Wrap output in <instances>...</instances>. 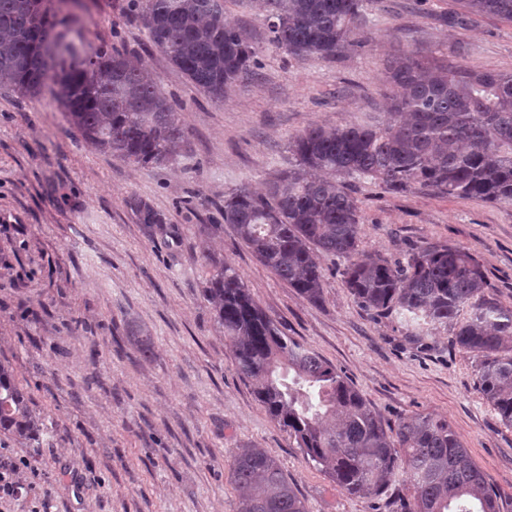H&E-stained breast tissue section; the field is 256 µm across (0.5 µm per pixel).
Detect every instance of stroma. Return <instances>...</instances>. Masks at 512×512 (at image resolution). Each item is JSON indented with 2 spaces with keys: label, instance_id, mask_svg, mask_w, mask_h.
Masks as SVG:
<instances>
[{
  "label": "stroma",
  "instance_id": "obj_1",
  "mask_svg": "<svg viewBox=\"0 0 512 512\" xmlns=\"http://www.w3.org/2000/svg\"><path fill=\"white\" fill-rule=\"evenodd\" d=\"M453 0H372L360 48L326 60L276 49L246 0L224 8L262 67L212 101L151 48L125 0H86L88 48L114 44L153 77L187 131L174 160L135 166L90 147L69 125L55 85L33 98L0 90V362L13 369L49 432L38 454L0 436V463L32 483L0 512H237L229 462L266 448L309 512H396L394 482L377 497L348 494L296 448L240 376L202 296L211 258L242 275L267 314L336 366L385 425L418 414L447 419L512 512V426L477 389L475 359L451 332L416 343L400 315L376 317L345 286L343 259L322 258L313 304L263 266L223 223L225 195L264 193L288 169L291 136L315 126H378L390 69L412 54L429 65L512 72V23L482 17L448 27ZM361 248L388 260L445 245L472 253L488 299L512 306V205L418 188L353 186ZM163 213L175 237H149L132 201ZM145 328L150 355L118 331Z\"/></svg>",
  "mask_w": 512,
  "mask_h": 512
}]
</instances>
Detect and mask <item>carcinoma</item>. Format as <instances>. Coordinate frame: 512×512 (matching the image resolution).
<instances>
[{
    "mask_svg": "<svg viewBox=\"0 0 512 512\" xmlns=\"http://www.w3.org/2000/svg\"><path fill=\"white\" fill-rule=\"evenodd\" d=\"M0 0V88L38 96L50 81L71 125L92 147L143 167L171 160L186 130L155 82L125 53L55 33L72 16L58 0ZM371 0H249L264 14L270 41L296 58L332 59L357 44ZM456 27L474 16L512 22V0H456ZM126 9L192 84L222 101L255 73L257 52L226 14L224 0H126ZM389 118L381 126L311 128L291 138L295 167L262 196L244 188L224 197L221 217L261 264L306 300L323 293L321 257L347 261L346 288L377 316L396 312L422 339L429 325L451 327V345L476 359L478 391L512 425V307L485 298L472 254L446 246L391 262L360 249L357 200L348 186L373 180L403 193L427 188L454 198L512 204V73L431 67L414 55L394 64ZM139 223L166 236L164 214L135 201ZM202 288L230 341L237 372L296 447L351 495L375 497L400 477L417 491L400 512H498L497 495L447 420L418 414L387 429L334 365L283 334L233 267L212 262ZM467 317L460 318L462 311ZM46 422L0 363V434L30 449ZM237 512H309L264 448L246 444L230 463Z\"/></svg>",
    "mask_w": 512,
    "mask_h": 512,
    "instance_id": "1",
    "label": "carcinoma"
}]
</instances>
